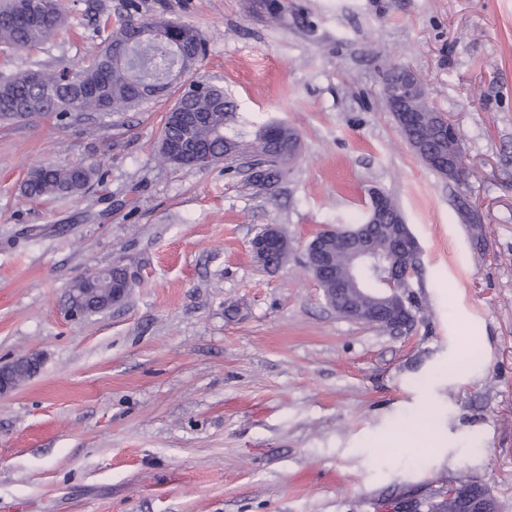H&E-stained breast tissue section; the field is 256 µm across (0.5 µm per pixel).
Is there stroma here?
Instances as JSON below:
<instances>
[{
    "label": "stroma",
    "mask_w": 512,
    "mask_h": 512,
    "mask_svg": "<svg viewBox=\"0 0 512 512\" xmlns=\"http://www.w3.org/2000/svg\"><path fill=\"white\" fill-rule=\"evenodd\" d=\"M63 2L68 31L1 53L0 71L81 64L127 13ZM139 4L197 28L195 79L222 85L248 130L293 128L299 151L258 190L241 157L163 161L170 96L105 120L0 121V363L42 359L0 398V512H374L461 478L512 512V0H288L277 17L253 0ZM395 65L455 125L460 180L403 138L383 95ZM48 163L103 179L24 195ZM374 187L420 246L408 336L338 315L303 263ZM269 224L296 250L268 271L249 242ZM116 265L136 280L124 303L70 317L72 284ZM472 344L485 356L468 365ZM390 431L396 445L374 444Z\"/></svg>",
    "instance_id": "stroma-1"
}]
</instances>
